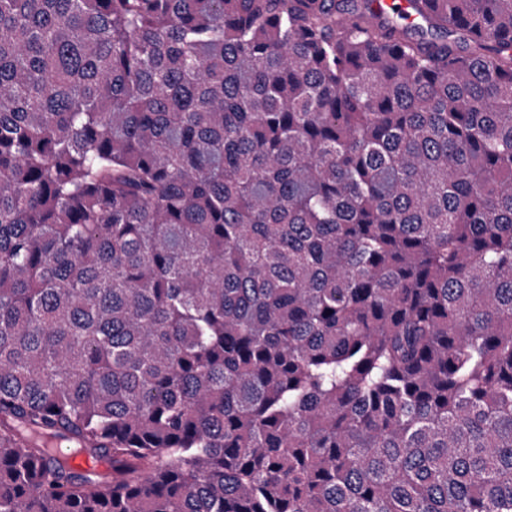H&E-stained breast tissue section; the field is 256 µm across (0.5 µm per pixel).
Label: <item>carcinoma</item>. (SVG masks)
<instances>
[{
  "instance_id": "cac0c4a2",
  "label": "carcinoma",
  "mask_w": 512,
  "mask_h": 512,
  "mask_svg": "<svg viewBox=\"0 0 512 512\" xmlns=\"http://www.w3.org/2000/svg\"><path fill=\"white\" fill-rule=\"evenodd\" d=\"M374 2L0 0V512H512V0Z\"/></svg>"
}]
</instances>
